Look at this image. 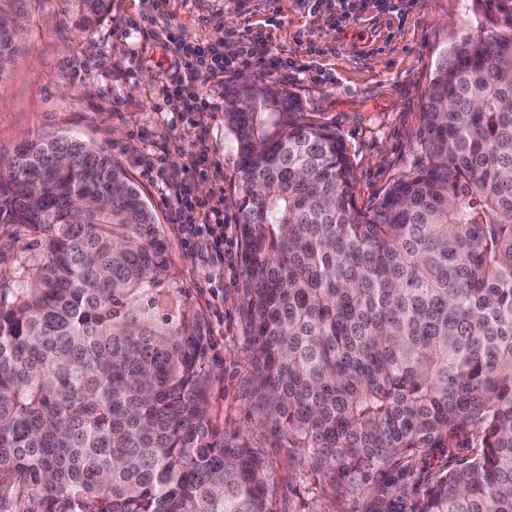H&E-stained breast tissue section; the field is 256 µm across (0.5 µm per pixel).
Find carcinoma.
Wrapping results in <instances>:
<instances>
[{
    "label": "carcinoma",
    "instance_id": "obj_1",
    "mask_svg": "<svg viewBox=\"0 0 512 512\" xmlns=\"http://www.w3.org/2000/svg\"><path fill=\"white\" fill-rule=\"evenodd\" d=\"M98 22L110 0H74ZM509 31L435 69L427 161L358 206L336 130L233 82L256 414L366 512H512V0ZM123 167L43 133L0 165V225L37 253L0 281V485L27 512H271L265 461L214 429L204 316ZM476 448L424 489L404 460Z\"/></svg>",
    "mask_w": 512,
    "mask_h": 512
}]
</instances>
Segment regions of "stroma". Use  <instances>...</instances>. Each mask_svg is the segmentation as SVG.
I'll list each match as a JSON object with an SVG mask.
<instances>
[{"mask_svg":"<svg viewBox=\"0 0 512 512\" xmlns=\"http://www.w3.org/2000/svg\"><path fill=\"white\" fill-rule=\"evenodd\" d=\"M152 14V0H111L107 15L81 29L64 0H0L12 40L0 57V159L21 140L50 132L80 137L118 161L147 197L157 234L208 323L220 374L212 422L246 434L262 454L272 512H365L364 488L337 491L307 453L256 421L233 136L223 112L191 125L176 91H163L170 61L146 23ZM169 15L168 34L226 46L233 68L196 83L201 96L224 103L230 76L245 71L295 95L304 120L336 129L362 207L422 160L424 92L450 46L477 31L487 38L505 31L477 0H171ZM248 49L259 61L244 70L237 62ZM201 151L224 174L229 264L213 260L206 241L184 245L174 222V192L188 183ZM38 248L27 226L0 228V278H12Z\"/></svg>","mask_w":512,"mask_h":512,"instance_id":"1","label":"stroma"}]
</instances>
